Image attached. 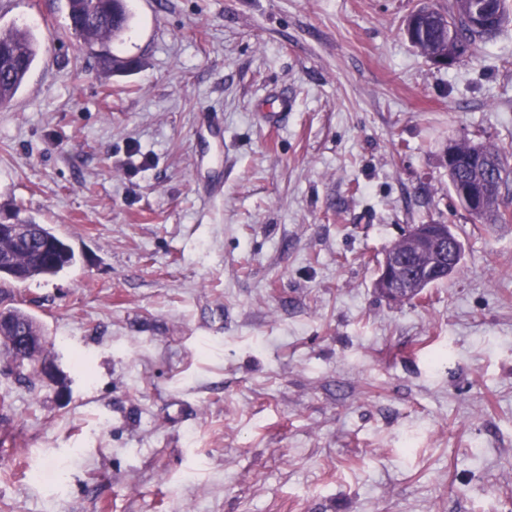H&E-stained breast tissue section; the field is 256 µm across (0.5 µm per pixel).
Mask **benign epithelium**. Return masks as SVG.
Masks as SVG:
<instances>
[{
	"label": "benign epithelium",
	"mask_w": 512,
	"mask_h": 512,
	"mask_svg": "<svg viewBox=\"0 0 512 512\" xmlns=\"http://www.w3.org/2000/svg\"><path fill=\"white\" fill-rule=\"evenodd\" d=\"M409 234L431 251L434 260L419 267L396 252L386 253L380 261L377 288L392 302L399 301L401 294L416 284L447 278L448 267L456 251L455 244L448 240L446 224H415Z\"/></svg>",
	"instance_id": "1"
}]
</instances>
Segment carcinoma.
Listing matches in <instances>:
<instances>
[{"label": "carcinoma", "mask_w": 512, "mask_h": 512, "mask_svg": "<svg viewBox=\"0 0 512 512\" xmlns=\"http://www.w3.org/2000/svg\"><path fill=\"white\" fill-rule=\"evenodd\" d=\"M70 26L89 47L104 46L121 38L129 29L131 12L128 0H66ZM512 22V0H450L448 9L432 8L418 16L410 41L429 61L447 53L458 60L478 44L496 37ZM38 57V42L27 29L0 28V106L9 104ZM101 63L114 73L133 68L131 60L119 59L103 50ZM458 161L448 174V188L458 195L470 188L477 177L489 176L488 210L471 217L482 224L512 223V214L501 210L503 194L512 192V180L502 151L486 142L464 139L455 143ZM29 225L31 242H19L11 235L0 236V314L7 317L12 330L0 336L17 378L26 382L38 374L31 364V353L17 347L18 336H40L42 328L25 310L9 303L14 283L35 277L55 276L76 262L72 247L44 224L21 219Z\"/></svg>", "instance_id": "carcinoma-1"}]
</instances>
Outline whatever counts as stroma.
<instances>
[{"mask_svg": "<svg viewBox=\"0 0 512 512\" xmlns=\"http://www.w3.org/2000/svg\"><path fill=\"white\" fill-rule=\"evenodd\" d=\"M426 1L131 0L115 75L66 0H0L40 44L0 217L77 259L13 287L55 376L0 353V512H512V223L446 160H512V23L439 67L403 32ZM412 224L463 260L393 303ZM458 161L448 174V188L454 195L470 188L478 176H489L490 191L488 210H484L483 190H474L463 196V205L474 214L466 211L474 220L482 224L512 223V214L501 211V199L509 194L512 182L504 162L502 151L486 142L464 139L455 142ZM453 142L448 144V165L455 163L457 156ZM483 212V213H482ZM412 235L416 241L429 249L434 260L424 267L414 266L407 257L397 252H415L416 248L407 242V236ZM402 240L393 245L380 261L377 288L389 301L398 302L401 294L412 286L422 285L434 279H445L455 272L461 263L462 248L456 260L455 267L448 272L456 246L448 240L447 224H414ZM418 293L404 294L399 302L412 301Z\"/></svg>", "mask_w": 512, "mask_h": 512, "instance_id": "stroma-1", "label": "stroma"}]
</instances>
